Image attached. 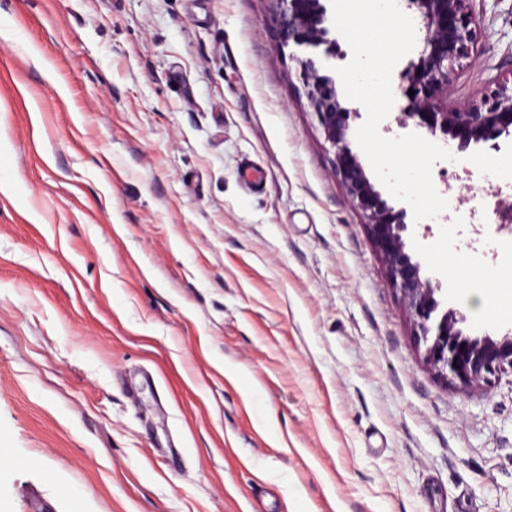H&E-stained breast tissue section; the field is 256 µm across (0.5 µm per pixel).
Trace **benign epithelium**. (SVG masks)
<instances>
[{
  "mask_svg": "<svg viewBox=\"0 0 512 512\" xmlns=\"http://www.w3.org/2000/svg\"><path fill=\"white\" fill-rule=\"evenodd\" d=\"M274 16L283 43L317 49L336 56L329 38V18L321 0H274ZM470 0H406L424 30L418 61L401 73L407 104L396 124L410 123L441 137L457 152L483 145L500 150V139L512 136V91L499 85L485 90L462 108L448 101L456 65L472 42L475 17ZM306 96L328 142L335 149V173L348 197L368 220L371 239L383 254L389 276L402 296L415 328V340L425 346L424 359L436 375L451 384L470 386L512 371V336L470 338L458 328L463 317L453 310L438 313V285L421 275L420 265L406 252L405 210H394L367 178L346 140L352 113L341 105L334 76L320 72L312 57L299 60ZM413 95H408V90Z\"/></svg>",
  "mask_w": 512,
  "mask_h": 512,
  "instance_id": "obj_1",
  "label": "benign epithelium"
}]
</instances>
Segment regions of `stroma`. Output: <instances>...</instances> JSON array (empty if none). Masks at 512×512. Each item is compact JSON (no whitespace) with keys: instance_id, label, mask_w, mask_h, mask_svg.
Listing matches in <instances>:
<instances>
[{"instance_id":"obj_1","label":"stroma","mask_w":512,"mask_h":512,"mask_svg":"<svg viewBox=\"0 0 512 512\" xmlns=\"http://www.w3.org/2000/svg\"><path fill=\"white\" fill-rule=\"evenodd\" d=\"M452 99L512 83V0ZM272 0H0V512H512V373L424 362ZM512 140L406 249L512 333ZM487 290L495 310L469 298Z\"/></svg>"}]
</instances>
